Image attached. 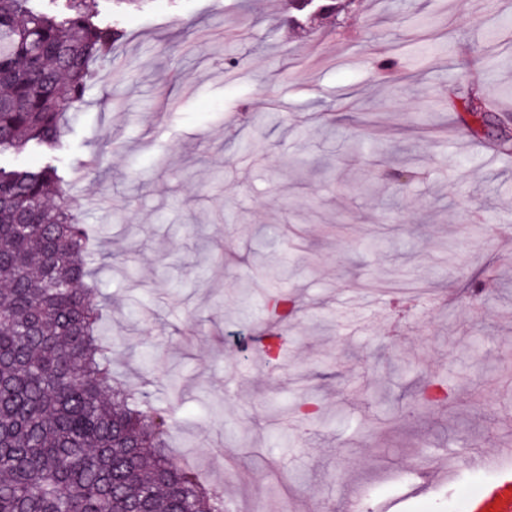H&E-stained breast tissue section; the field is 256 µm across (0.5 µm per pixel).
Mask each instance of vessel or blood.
Masks as SVG:
<instances>
[{"instance_id": "vessel-or-blood-1", "label": "vessel or blood", "mask_w": 512, "mask_h": 512, "mask_svg": "<svg viewBox=\"0 0 512 512\" xmlns=\"http://www.w3.org/2000/svg\"><path fill=\"white\" fill-rule=\"evenodd\" d=\"M466 463L473 469H497L499 480L468 495L464 512H512V448L498 449L492 455L475 451Z\"/></svg>"}]
</instances>
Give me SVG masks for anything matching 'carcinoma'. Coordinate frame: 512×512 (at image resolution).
Segmentation results:
<instances>
[{
  "label": "carcinoma",
  "mask_w": 512,
  "mask_h": 512,
  "mask_svg": "<svg viewBox=\"0 0 512 512\" xmlns=\"http://www.w3.org/2000/svg\"><path fill=\"white\" fill-rule=\"evenodd\" d=\"M0 0V153L61 148L91 64L125 31L87 0ZM476 135L491 108L448 91ZM51 162L0 166V512H224V490L172 462L169 409L112 379L107 307L84 286L93 243Z\"/></svg>",
  "instance_id": "1"
}]
</instances>
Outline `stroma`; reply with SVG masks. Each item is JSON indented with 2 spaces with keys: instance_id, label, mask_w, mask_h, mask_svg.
I'll list each match as a JSON object with an SVG mask.
<instances>
[{
  "instance_id": "obj_1",
  "label": "stroma",
  "mask_w": 512,
  "mask_h": 512,
  "mask_svg": "<svg viewBox=\"0 0 512 512\" xmlns=\"http://www.w3.org/2000/svg\"><path fill=\"white\" fill-rule=\"evenodd\" d=\"M66 126L60 171L110 299L112 370L235 512H456L418 468L512 444V0H149ZM399 52L388 78L375 61ZM290 304L279 317L273 299ZM276 324L284 354L255 338ZM478 83L477 80H472L470 88L466 90L460 92L454 88L448 91V108L464 112L467 116L466 119L463 118L464 123L476 135H479L484 127L489 126V112H494L480 93Z\"/></svg>"
}]
</instances>
